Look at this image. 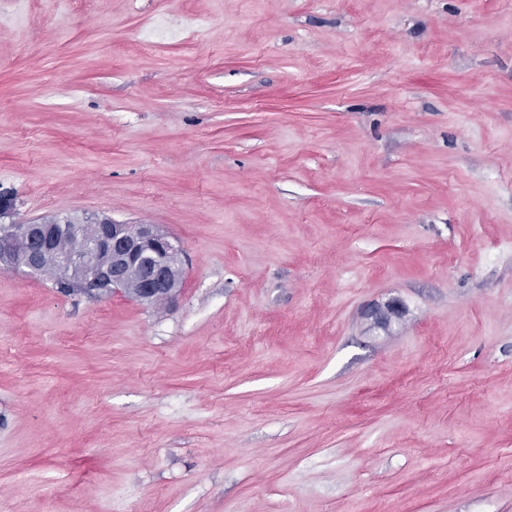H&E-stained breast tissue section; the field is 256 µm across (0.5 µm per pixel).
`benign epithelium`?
Returning <instances> with one entry per match:
<instances>
[{"label": "benign epithelium", "mask_w": 512, "mask_h": 512, "mask_svg": "<svg viewBox=\"0 0 512 512\" xmlns=\"http://www.w3.org/2000/svg\"><path fill=\"white\" fill-rule=\"evenodd\" d=\"M66 219L0 226V268L42 271L45 255H55L57 275L80 295L102 297L120 291L145 305L170 304L183 280L184 250L157 224H121L106 216L75 225L84 242L79 251L56 249Z\"/></svg>", "instance_id": "1"}]
</instances>
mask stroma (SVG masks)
Wrapping results in <instances>:
<instances>
[{"instance_id": "35a3bbf8", "label": "stroma", "mask_w": 512, "mask_h": 512, "mask_svg": "<svg viewBox=\"0 0 512 512\" xmlns=\"http://www.w3.org/2000/svg\"><path fill=\"white\" fill-rule=\"evenodd\" d=\"M1 191L187 261L0 270V512H512V0H0ZM67 228L84 242L79 251L56 249L58 235L66 248L80 246L75 231L59 234L66 218L37 223L0 224V267L22 266L40 274L46 254L53 253L57 275L67 288L90 298L121 291L145 305L170 304L177 299L183 280L184 250L176 238L157 224H121L106 216H69ZM84 219V220H83ZM83 220L82 224L81 221ZM130 269L138 275L131 279Z\"/></svg>"}]
</instances>
